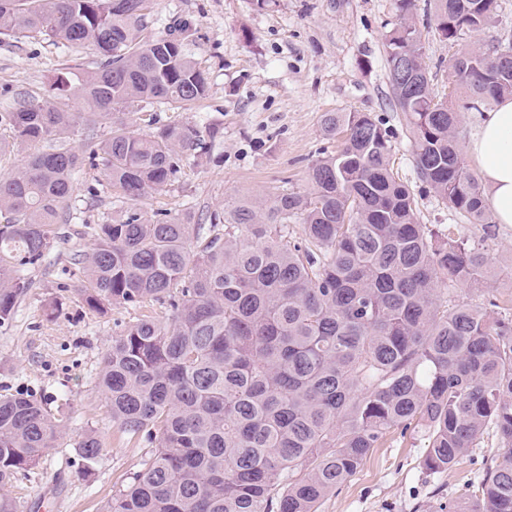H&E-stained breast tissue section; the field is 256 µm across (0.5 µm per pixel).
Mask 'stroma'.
<instances>
[{"mask_svg": "<svg viewBox=\"0 0 512 512\" xmlns=\"http://www.w3.org/2000/svg\"><path fill=\"white\" fill-rule=\"evenodd\" d=\"M176 18L194 31L191 51L207 72V97L189 110L156 105L125 112L122 119L138 133L147 132L151 114L164 124L216 127L214 150L135 203L103 188L101 171L78 176L73 220L60 225L61 241L30 272L14 320L0 326V395H34L51 416L66 419L40 464L6 486L19 512H100L150 450L144 439L113 424L98 387L107 345L135 313L115 309L101 315L84 305L74 258L88 243L86 225L111 222L130 208L148 217L159 209L174 215L189 210L200 220L242 195L306 192L311 164L336 149L322 131L324 113L379 118L391 135L394 171L415 195L420 223L467 236L487 250L483 284L459 286L458 296L477 307L493 299L502 311L512 310V226L465 223L416 173L384 52L385 34L398 21L396 0H273L265 9L256 0H153L148 21L155 33ZM425 39L431 92L447 98L454 58L472 47L512 41V0H498L492 25L458 43L430 32ZM68 58L46 40H0V112L28 96L50 97L54 71ZM86 432L97 434L104 446L88 472L74 450ZM427 445L421 428L389 436L320 502L318 512H446L480 484L499 441L487 430L456 466L436 474L422 467Z\"/></svg>", "mask_w": 512, "mask_h": 512, "instance_id": "obj_1", "label": "stroma"}]
</instances>
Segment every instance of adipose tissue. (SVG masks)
I'll return each mask as SVG.
<instances>
[{
    "mask_svg": "<svg viewBox=\"0 0 512 512\" xmlns=\"http://www.w3.org/2000/svg\"><path fill=\"white\" fill-rule=\"evenodd\" d=\"M468 151L481 174L497 223L512 226V97L481 115Z\"/></svg>",
    "mask_w": 512,
    "mask_h": 512,
    "instance_id": "1",
    "label": "adipose tissue"
}]
</instances>
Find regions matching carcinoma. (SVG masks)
Segmentation results:
<instances>
[{
	"label": "carcinoma",
	"mask_w": 512,
	"mask_h": 512,
	"mask_svg": "<svg viewBox=\"0 0 512 512\" xmlns=\"http://www.w3.org/2000/svg\"><path fill=\"white\" fill-rule=\"evenodd\" d=\"M426 27L457 42L495 18L497 0H434ZM151 0H0V40L41 38L100 62L78 75L57 68L52 100L34 96L0 113L11 144L28 153L0 176V324L30 287L29 272L73 219L75 175L101 161L104 177L136 202L211 150L200 128L165 124L135 133L112 122L86 156L67 139L142 103L187 109L207 76L189 54L192 29L149 28ZM385 36L388 78L409 129L422 182L468 224L492 215L466 164L461 113L437 100L424 65L416 0H397ZM509 43L465 52L449 66V95L464 108L512 95ZM90 105L72 111L73 84ZM336 152L318 158L305 193L244 196L209 215L208 235L188 216L124 211L88 224L75 258L89 310L143 314L107 346L99 388L122 432L152 445L104 512H317L389 435L428 432L424 470L452 469L492 427L478 493L454 512H512V316L450 295L478 286L484 246L422 224L414 194L394 173L383 124L365 112H326ZM299 220L297 241L288 223ZM62 424L29 394L0 395V485L35 468ZM89 471L98 435L76 443Z\"/></svg>",
	"instance_id": "carcinoma-1"
}]
</instances>
